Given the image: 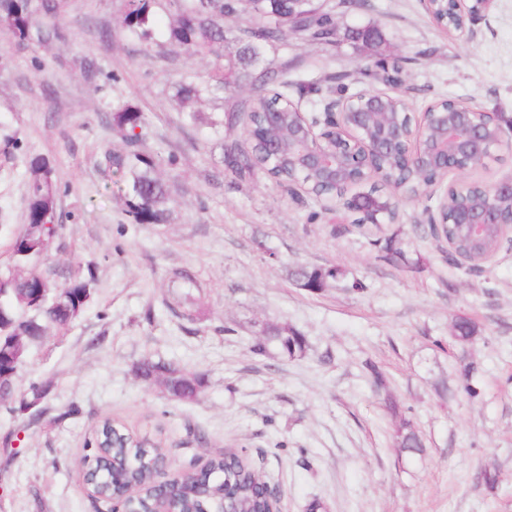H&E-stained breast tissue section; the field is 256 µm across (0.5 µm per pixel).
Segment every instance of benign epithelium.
<instances>
[{"instance_id":"7a95c632","label":"benign epithelium","mask_w":512,"mask_h":512,"mask_svg":"<svg viewBox=\"0 0 512 512\" xmlns=\"http://www.w3.org/2000/svg\"><path fill=\"white\" fill-rule=\"evenodd\" d=\"M451 10L441 16L434 0H424L437 28L462 35L481 19L493 0H449ZM383 83L389 91H368L329 100L322 117L299 113L300 121L288 127L289 156L298 170L325 181H346L345 190L363 184L378 185L387 177L379 153L391 156L402 168L422 174L438 169L464 173L482 167L493 151L502 147V125L495 112H481L449 100L445 107L428 106L426 121L417 123L406 112L403 95L396 91L402 67L386 64ZM404 116L377 126L380 112ZM483 200L458 210L453 223L459 234L480 244L493 232L512 240V176L483 185Z\"/></svg>"}]
</instances>
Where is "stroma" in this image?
Listing matches in <instances>:
<instances>
[{
    "instance_id": "35a3bbf8",
    "label": "stroma",
    "mask_w": 512,
    "mask_h": 512,
    "mask_svg": "<svg viewBox=\"0 0 512 512\" xmlns=\"http://www.w3.org/2000/svg\"><path fill=\"white\" fill-rule=\"evenodd\" d=\"M175 18L160 11L149 45L125 29L121 0H67L49 42L0 27V268L13 263L36 156L60 187L62 224L39 268L58 283L96 268L86 310L67 330L48 326L18 370L19 394L53 380L45 413L0 407V512H112L82 476L106 419L160 442L174 472L229 450L246 456L277 487L281 512H512V242L472 269L429 230L437 196L400 200L396 223L360 227L305 191L231 173L186 116H218L255 91L181 99L183 74L203 65L168 46ZM336 19L382 37L331 47L287 28L264 66L307 80L400 59L414 117L438 98L501 114L504 144L471 176L512 175V0H495L463 40L439 30L423 0H366ZM128 105L143 112L145 148L171 187L163 224L133 223L102 164L126 148L104 116ZM392 235L403 258L385 256ZM300 266L342 274L313 294L292 276ZM461 316L476 326L465 345L453 336ZM282 325L306 337L302 358L250 351ZM144 360L201 374V392L170 399L135 376ZM391 401L422 454L397 448Z\"/></svg>"
}]
</instances>
